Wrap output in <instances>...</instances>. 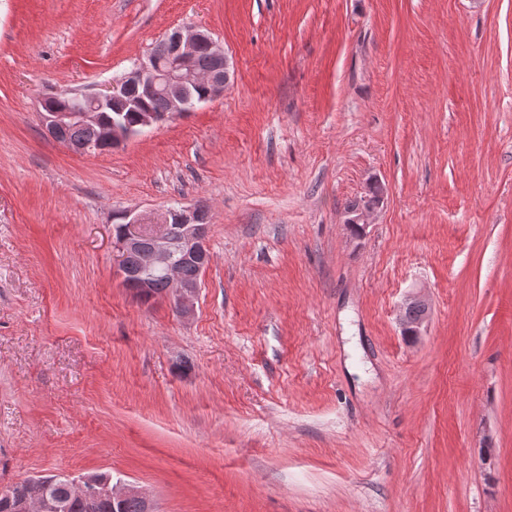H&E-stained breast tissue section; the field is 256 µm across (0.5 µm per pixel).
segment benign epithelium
Instances as JSON below:
<instances>
[{
	"label": "benign epithelium",
	"instance_id": "benign-epithelium-1",
	"mask_svg": "<svg viewBox=\"0 0 512 512\" xmlns=\"http://www.w3.org/2000/svg\"><path fill=\"white\" fill-rule=\"evenodd\" d=\"M167 52L164 60L151 56L145 63L135 65L119 82L111 83L105 89L93 93L71 92L69 96L74 105L60 111L47 108L46 100L40 101V119L46 134L53 140H59L61 131L76 123L99 129L102 141L122 145L132 137L145 130L153 129L170 117L188 112L197 104L209 102L218 97L230 79V61L224 48L206 31L193 30L189 33L174 31L164 39ZM207 49L218 64L214 72L204 73L197 65L201 49ZM206 85L212 94L200 99L193 98V89ZM133 90L141 98L163 96L167 109L156 112L152 109L142 110L135 124L102 123L101 112L116 101L123 100V94ZM376 207L363 205L354 212L343 213V223L349 228L365 231ZM126 223L121 239L116 243L118 252L117 271L122 284L136 282L142 288L149 286L150 279L161 273L169 282L166 297L177 307L178 315L185 317L193 312L195 300L199 295L201 281H187L181 273L182 262L192 260L206 269L212 261L208 248L209 224L201 211L195 207L183 205L171 206L157 225L146 228V218L130 212L122 214ZM151 240V247L141 248L143 239ZM136 252L139 266L135 271L128 269L127 256ZM411 304L422 307L419 320L411 325L402 324V329L409 330V335L417 336L427 320V304L420 296L409 299ZM80 492L88 497L110 496L116 500L130 493L141 498L147 512H153L150 499L136 489L118 490L108 483L84 477L78 482ZM16 512H59L45 492L44 480L38 477L26 482L25 496L18 499Z\"/></svg>",
	"mask_w": 512,
	"mask_h": 512
}]
</instances>
